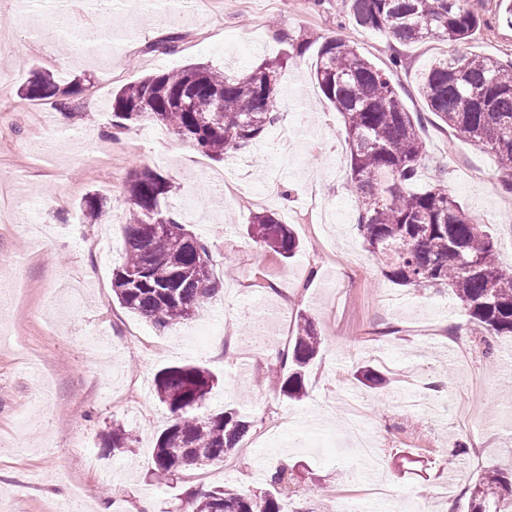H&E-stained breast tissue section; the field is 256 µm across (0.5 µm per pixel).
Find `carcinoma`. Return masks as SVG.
<instances>
[{"label": "carcinoma", "instance_id": "1", "mask_svg": "<svg viewBox=\"0 0 512 512\" xmlns=\"http://www.w3.org/2000/svg\"><path fill=\"white\" fill-rule=\"evenodd\" d=\"M353 24L384 32L402 44L437 40L467 43L482 24L471 0H346ZM181 36L150 45L174 54ZM283 68L269 60L245 76H229L192 64L147 75L112 96V128L154 124L207 156L222 160L260 139L277 119L278 98L266 83ZM323 96L343 117L350 148L349 178L357 195L356 229L364 247L399 286L449 288L475 330L512 336V270L499 264L493 237L448 190L445 172L414 189L428 155L419 124L397 92L393 72L376 67L349 41L326 37L312 70ZM427 107L447 127L490 149L512 191V63L488 55H442L426 69L418 87ZM84 88L36 74L22 89L29 102L48 101L74 115ZM129 217L124 257L112 272V294L128 311L159 328L192 319L215 296L212 253L174 217L170 201L178 184L153 170L135 171L127 184ZM105 198L88 194L82 203L88 224L101 220ZM256 247L284 258L300 251L287 224L259 213L250 224ZM322 338L313 321L297 316L296 336L271 368L275 392L298 401L307 393L306 370L319 355ZM154 390L170 414L153 450L156 471L173 475L234 455L251 426L236 410L200 414L210 377L199 366L162 369ZM104 447L122 454L134 446L132 431L114 423L102 434ZM288 468H278L261 494L230 488L199 491L192 512H283ZM470 512H502L512 495V471H482L466 489Z\"/></svg>", "mask_w": 512, "mask_h": 512}]
</instances>
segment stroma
I'll use <instances>...</instances> for the list:
<instances>
[{
	"instance_id": "stroma-1",
	"label": "stroma",
	"mask_w": 512,
	"mask_h": 512,
	"mask_svg": "<svg viewBox=\"0 0 512 512\" xmlns=\"http://www.w3.org/2000/svg\"><path fill=\"white\" fill-rule=\"evenodd\" d=\"M484 22L467 52L512 61L502 42L512 28L498 0H483ZM55 12L21 13L0 0V187L19 223L0 220V512H45L50 501L73 512H183L189 494L216 487L265 490L280 464L297 476L289 507L333 512L338 499L368 487L373 472L351 448L345 412L354 399L370 412L368 438L379 449L388 494L362 501L363 512H467L466 488L497 465L512 467V374L501 370L512 338L492 337L497 357L479 339L450 289L400 287L381 273L354 227L344 123L311 79L314 50L292 53L297 39L336 36L357 44L378 68L392 56L404 65L397 89L420 119L430 164L489 232L499 262L512 268V192L503 191L494 153L476 146L428 112L417 91L444 42L403 45L346 22L336 0H198L173 10L170 0L134 8L92 0L85 17L56 28ZM83 42V54L44 52V30ZM178 53L151 51L170 34ZM284 59L279 120L247 151L216 161L145 128L112 131V95L144 75L204 64L235 76ZM79 79L93 102L81 117L55 122L41 136L20 88L35 72ZM205 167L240 192L209 207L207 223L189 230L213 255L217 302L186 325L160 330L112 300V270L121 261L130 174L152 168L175 180ZM182 182V180H181ZM317 190L325 221L303 223ZM106 196L100 223L83 221L89 192ZM207 176L182 182L181 197L212 193ZM270 212L290 225L301 251L286 259L255 248L248 226ZM54 278H47V265ZM309 313L323 349L301 400L273 393L265 355L286 349L298 313ZM194 363L214 379L202 413L235 407L252 421L243 448L225 462L158 476L155 439L169 415L154 393L156 373ZM369 365L389 378L381 391L361 385ZM47 377L36 390L28 374ZM27 416L25 432L15 422ZM121 423L137 438L120 455L100 433Z\"/></svg>"
}]
</instances>
